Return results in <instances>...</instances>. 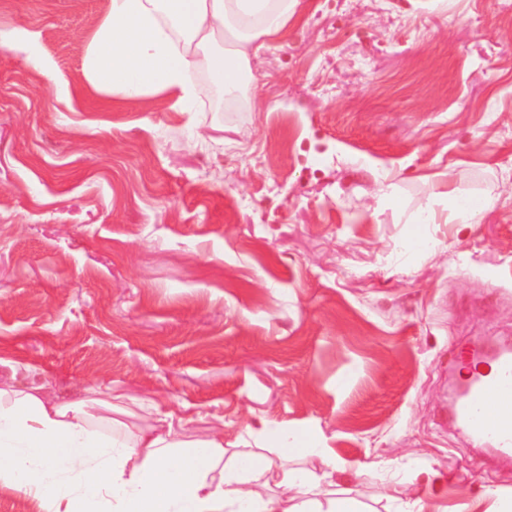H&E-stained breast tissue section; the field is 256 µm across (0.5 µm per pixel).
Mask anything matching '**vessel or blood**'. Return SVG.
Listing matches in <instances>:
<instances>
[{
    "label": "vessel or blood",
    "instance_id": "1",
    "mask_svg": "<svg viewBox=\"0 0 512 512\" xmlns=\"http://www.w3.org/2000/svg\"><path fill=\"white\" fill-rule=\"evenodd\" d=\"M495 362L494 377H478L468 384L455 416L503 459L512 460V351L499 352Z\"/></svg>",
    "mask_w": 512,
    "mask_h": 512
}]
</instances>
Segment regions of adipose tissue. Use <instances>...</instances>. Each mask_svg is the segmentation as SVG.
I'll return each mask as SVG.
<instances>
[{
	"label": "adipose tissue",
	"mask_w": 512,
	"mask_h": 512,
	"mask_svg": "<svg viewBox=\"0 0 512 512\" xmlns=\"http://www.w3.org/2000/svg\"><path fill=\"white\" fill-rule=\"evenodd\" d=\"M299 0H108L87 38L85 86L123 106L156 96L190 106L194 73L216 70L248 93L253 60L298 21ZM111 397L47 399L40 385L0 380V489L36 512H359L337 488L331 448L274 430L270 452L227 453L223 432L185 438L174 425H129ZM319 471L288 465L291 455Z\"/></svg>",
	"instance_id": "1"
}]
</instances>
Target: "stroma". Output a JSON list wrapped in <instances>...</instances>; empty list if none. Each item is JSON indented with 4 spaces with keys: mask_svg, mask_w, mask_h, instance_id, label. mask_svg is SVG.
I'll use <instances>...</instances> for the list:
<instances>
[{
    "mask_svg": "<svg viewBox=\"0 0 512 512\" xmlns=\"http://www.w3.org/2000/svg\"><path fill=\"white\" fill-rule=\"evenodd\" d=\"M317 2L255 58L263 109L214 72L185 112L83 88L107 0H0V376L231 452L304 434L365 512H505L449 381L512 342V0ZM489 198L456 197L443 218L430 208L422 209L414 218L417 224H467L490 203Z\"/></svg>",
    "mask_w": 512,
    "mask_h": 512,
    "instance_id": "obj_1",
    "label": "stroma"
}]
</instances>
